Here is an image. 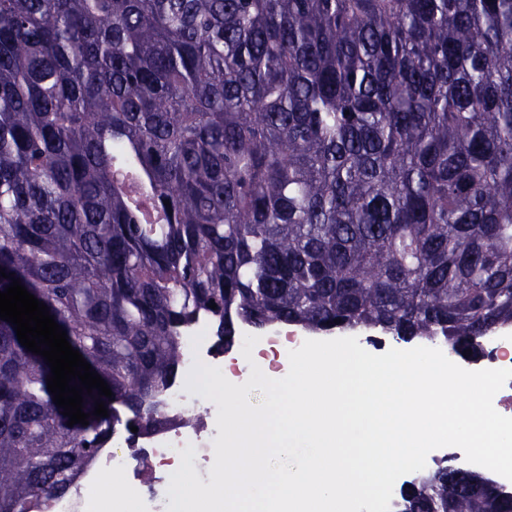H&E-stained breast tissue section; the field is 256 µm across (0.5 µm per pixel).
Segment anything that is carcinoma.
Returning a JSON list of instances; mask_svg holds the SVG:
<instances>
[{
    "mask_svg": "<svg viewBox=\"0 0 512 512\" xmlns=\"http://www.w3.org/2000/svg\"><path fill=\"white\" fill-rule=\"evenodd\" d=\"M0 269L112 391L67 426L0 319V512L68 490L95 400L162 427L201 317L476 353L512 324V0H0ZM398 512L512 491L445 466Z\"/></svg>",
    "mask_w": 512,
    "mask_h": 512,
    "instance_id": "cac0c4a2",
    "label": "carcinoma"
}]
</instances>
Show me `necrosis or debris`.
Here are the masks:
<instances>
[{
    "mask_svg": "<svg viewBox=\"0 0 512 512\" xmlns=\"http://www.w3.org/2000/svg\"><path fill=\"white\" fill-rule=\"evenodd\" d=\"M181 342L183 375L163 395L168 425L136 438L125 428H112L104 447L78 474L69 491L48 501L39 512H109L111 495L100 481L101 473L106 471L120 473L131 490L146 486L141 512H167L171 503L167 493L170 476L180 465L181 450L189 445L196 450L192 464L197 474L209 478L214 461L211 448L219 435L217 407L187 390L186 375L198 361L223 367L224 352L212 342L204 319L186 330ZM458 363L469 370L512 369V327L499 328L484 342L478 355L459 358Z\"/></svg>",
    "mask_w": 512,
    "mask_h": 512,
    "instance_id": "1",
    "label": "necrosis or debris"
}]
</instances>
